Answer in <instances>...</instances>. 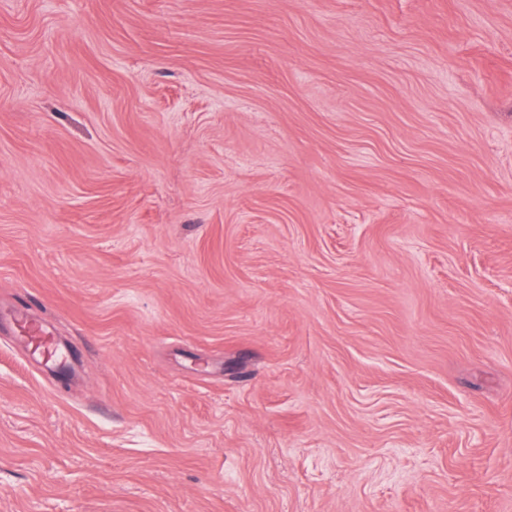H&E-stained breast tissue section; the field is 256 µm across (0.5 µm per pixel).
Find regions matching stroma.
Instances as JSON below:
<instances>
[{
	"label": "stroma",
	"mask_w": 512,
	"mask_h": 512,
	"mask_svg": "<svg viewBox=\"0 0 512 512\" xmlns=\"http://www.w3.org/2000/svg\"><path fill=\"white\" fill-rule=\"evenodd\" d=\"M0 512H512V0H0Z\"/></svg>",
	"instance_id": "1"
}]
</instances>
